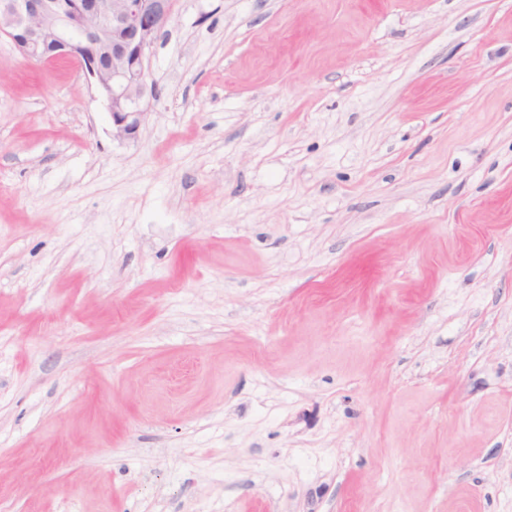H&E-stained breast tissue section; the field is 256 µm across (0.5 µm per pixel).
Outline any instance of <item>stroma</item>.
Returning <instances> with one entry per match:
<instances>
[{
	"instance_id": "obj_1",
	"label": "stroma",
	"mask_w": 512,
	"mask_h": 512,
	"mask_svg": "<svg viewBox=\"0 0 512 512\" xmlns=\"http://www.w3.org/2000/svg\"><path fill=\"white\" fill-rule=\"evenodd\" d=\"M137 137L0 37V512H512V0H176Z\"/></svg>"
}]
</instances>
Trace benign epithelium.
<instances>
[{"instance_id": "1", "label": "benign epithelium", "mask_w": 512, "mask_h": 512, "mask_svg": "<svg viewBox=\"0 0 512 512\" xmlns=\"http://www.w3.org/2000/svg\"><path fill=\"white\" fill-rule=\"evenodd\" d=\"M173 11L174 0H0V35L30 62L75 61L125 141L158 97L150 55Z\"/></svg>"}]
</instances>
